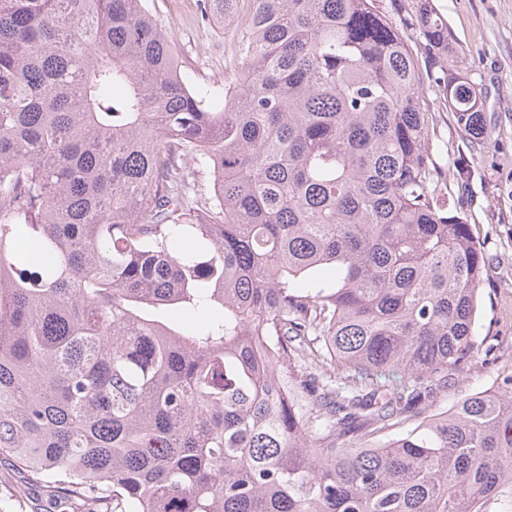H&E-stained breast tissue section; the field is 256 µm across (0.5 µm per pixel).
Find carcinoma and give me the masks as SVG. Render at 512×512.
<instances>
[{
    "instance_id": "1",
    "label": "carcinoma",
    "mask_w": 512,
    "mask_h": 512,
    "mask_svg": "<svg viewBox=\"0 0 512 512\" xmlns=\"http://www.w3.org/2000/svg\"><path fill=\"white\" fill-rule=\"evenodd\" d=\"M251 2L216 111L149 0H0V461L61 512H512V368L426 414L497 363L404 40L486 144L448 20ZM483 355L475 359L471 368L462 373L455 374L448 381V389L438 394L435 405L430 413L454 405L461 395L475 389L489 386L492 382L495 370L482 364Z\"/></svg>"
}]
</instances>
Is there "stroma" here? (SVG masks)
I'll return each instance as SVG.
<instances>
[{
    "label": "stroma",
    "instance_id": "stroma-1",
    "mask_svg": "<svg viewBox=\"0 0 512 512\" xmlns=\"http://www.w3.org/2000/svg\"><path fill=\"white\" fill-rule=\"evenodd\" d=\"M445 16L454 42L468 57L471 77L481 89L488 144H474L456 123L442 93L426 85V114L436 192L462 212L486 259L479 292L478 327L493 337L499 362L512 366V0H432ZM238 0L221 18L205 0H154L159 25L172 39L182 68L195 85L230 84L236 73L234 42L251 11ZM465 154L468 168L458 174L454 161ZM494 371L481 361L453 375L435 402L454 405L461 395L489 386ZM49 502L37 489L22 490L8 463L0 464V512H47Z\"/></svg>",
    "mask_w": 512,
    "mask_h": 512
}]
</instances>
